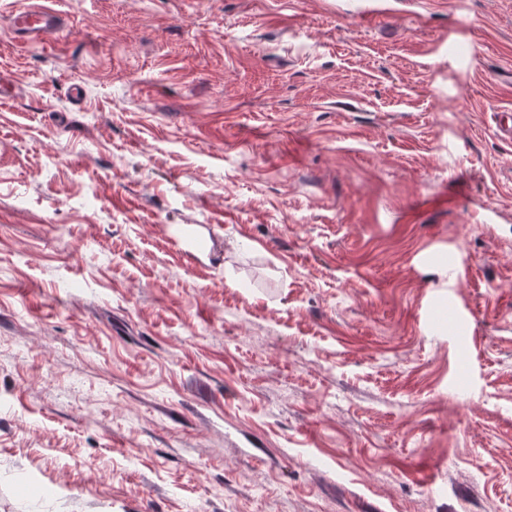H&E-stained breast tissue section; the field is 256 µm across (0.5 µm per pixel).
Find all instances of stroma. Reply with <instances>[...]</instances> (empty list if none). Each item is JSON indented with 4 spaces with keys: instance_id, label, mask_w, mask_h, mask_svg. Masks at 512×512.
Segmentation results:
<instances>
[{
    "instance_id": "1",
    "label": "stroma",
    "mask_w": 512,
    "mask_h": 512,
    "mask_svg": "<svg viewBox=\"0 0 512 512\" xmlns=\"http://www.w3.org/2000/svg\"><path fill=\"white\" fill-rule=\"evenodd\" d=\"M26 2L0 512H512V0ZM11 23L13 32L28 42H41L60 30L59 13L49 5L21 8L13 14Z\"/></svg>"
}]
</instances>
